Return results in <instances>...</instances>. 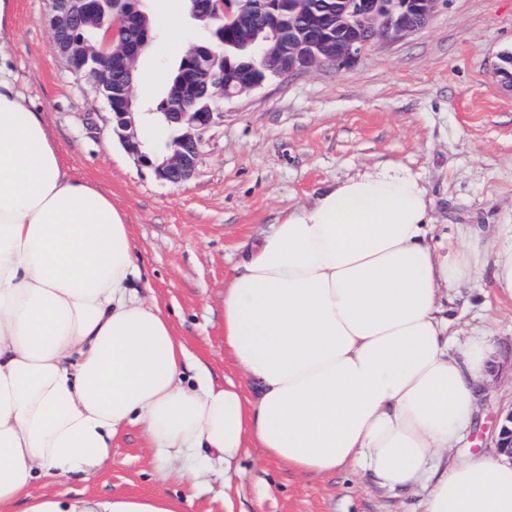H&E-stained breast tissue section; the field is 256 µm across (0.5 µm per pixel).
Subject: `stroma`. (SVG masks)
I'll return each instance as SVG.
<instances>
[{"label":"stroma","instance_id":"obj_1","mask_svg":"<svg viewBox=\"0 0 512 512\" xmlns=\"http://www.w3.org/2000/svg\"><path fill=\"white\" fill-rule=\"evenodd\" d=\"M180 44L143 56L140 74H167L200 34L181 19ZM512 54V0H445L431 22L379 42L351 64L267 81L223 102L194 176L173 186L138 163L113 131L87 78L60 56L48 0H16L0 55L16 87L43 112L62 163L126 215L142 296L155 297L194 360L215 380L244 383L224 354V279L244 246L288 210L307 205L365 167L396 162L419 173L434 223L449 233L512 220V87L495 69ZM461 335L491 337L495 361L475 427L453 456H490L512 410V305L487 281L448 292ZM54 492L190 497L187 512H422L423 488L388 491L352 469L303 475L248 448L239 473L214 471L195 489L155 460L138 428L112 444V464Z\"/></svg>","mask_w":512,"mask_h":512}]
</instances>
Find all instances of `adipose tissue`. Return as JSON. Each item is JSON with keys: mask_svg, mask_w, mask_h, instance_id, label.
<instances>
[{"mask_svg": "<svg viewBox=\"0 0 512 512\" xmlns=\"http://www.w3.org/2000/svg\"><path fill=\"white\" fill-rule=\"evenodd\" d=\"M430 208L410 168L378 164L249 244L224 282V350L256 385L246 395L192 366L140 296L124 214L61 164L0 57V512H185L162 492L34 494L111 462L129 426L189 486L253 444L304 474L359 466L385 488L425 485L424 512H512L505 455L431 465L475 425L494 353L455 340L441 291L486 276L512 302V223L441 235Z\"/></svg>", "mask_w": 512, "mask_h": 512, "instance_id": "1", "label": "adipose tissue"}]
</instances>
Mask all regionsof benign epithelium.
<instances>
[{"mask_svg":"<svg viewBox=\"0 0 512 512\" xmlns=\"http://www.w3.org/2000/svg\"><path fill=\"white\" fill-rule=\"evenodd\" d=\"M443 0H337L336 22L326 29L314 24L283 27L279 0H209L212 16L232 18L248 27L260 17L280 34L274 46L260 45L257 56L265 61L279 56L287 61L285 75L314 72L355 60L366 48L378 41L400 40L425 28L437 13ZM95 17L94 0H49V19L56 29L87 24ZM150 40L149 31L140 37H119L116 30H106L93 40H71L60 43L59 54L69 70L78 77L90 73L105 82L107 72L133 71L143 48ZM216 108L206 112H172L171 121L185 132L164 159L142 150L140 127L132 112L136 101L133 87L108 94L107 103L115 112L119 125L115 134L139 161L154 170L156 177L171 185H180L195 173L204 135L221 114L220 106L261 87L264 80L249 70L224 80L223 73L213 72L208 81ZM497 448L512 458V410L503 418Z\"/></svg>","mask_w":512,"mask_h":512,"instance_id":"benign-epithelium-1","label":"benign epithelium"}]
</instances>
